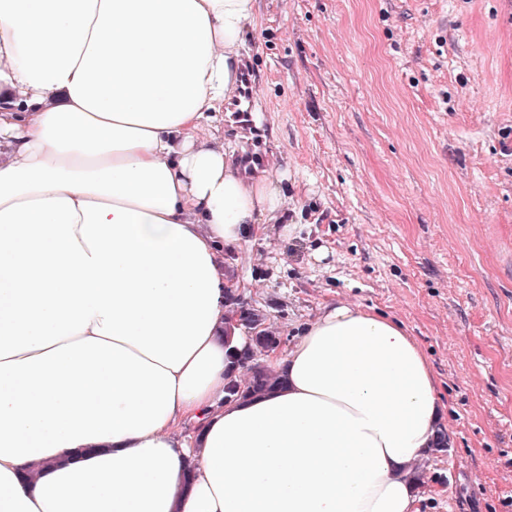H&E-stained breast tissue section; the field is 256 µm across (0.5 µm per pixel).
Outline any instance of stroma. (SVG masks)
<instances>
[{"instance_id":"obj_1","label":"stroma","mask_w":512,"mask_h":512,"mask_svg":"<svg viewBox=\"0 0 512 512\" xmlns=\"http://www.w3.org/2000/svg\"><path fill=\"white\" fill-rule=\"evenodd\" d=\"M240 166L284 176V224L224 252L281 350L339 300L423 347L449 450L420 512H512V0H257Z\"/></svg>"}]
</instances>
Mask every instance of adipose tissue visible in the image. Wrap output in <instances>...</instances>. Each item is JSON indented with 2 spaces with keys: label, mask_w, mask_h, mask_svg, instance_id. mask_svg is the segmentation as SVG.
I'll return each mask as SVG.
<instances>
[{
  "label": "adipose tissue",
  "mask_w": 512,
  "mask_h": 512,
  "mask_svg": "<svg viewBox=\"0 0 512 512\" xmlns=\"http://www.w3.org/2000/svg\"><path fill=\"white\" fill-rule=\"evenodd\" d=\"M255 17L0 0V512H419L445 406L400 322L323 307L268 356L282 387L227 396L224 250L283 197L198 131Z\"/></svg>",
  "instance_id": "obj_1"
}]
</instances>
